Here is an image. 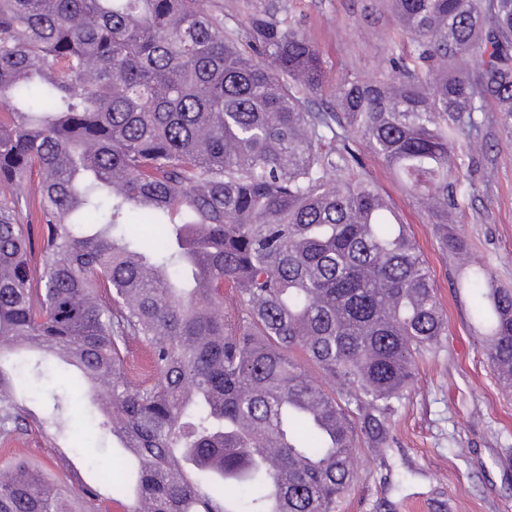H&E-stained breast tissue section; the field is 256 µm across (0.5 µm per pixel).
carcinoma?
Masks as SVG:
<instances>
[{
    "mask_svg": "<svg viewBox=\"0 0 512 512\" xmlns=\"http://www.w3.org/2000/svg\"><path fill=\"white\" fill-rule=\"evenodd\" d=\"M395 49L331 76L294 0H0V437L124 460L126 512H336L382 450L417 359L448 333L414 237L358 139L434 226L512 389V289L453 230L464 148L512 130V0H368ZM336 172L330 181L326 174ZM132 342L155 381H133ZM83 398L41 418L38 365ZM326 381L319 383L309 368ZM99 487L0 470V512H102ZM77 424L82 432V437L79 441L80 445H78V447L81 448L83 455L88 460H93L95 466L101 471H106L112 466L113 475L118 472L121 465L115 455L112 457V452L108 449L111 446L110 443L105 442V444L99 445L100 448H92L96 443V434L87 431L84 428L83 422L78 417Z\"/></svg>",
    "mask_w": 512,
    "mask_h": 512,
    "instance_id": "1",
    "label": "carcinoma"
}]
</instances>
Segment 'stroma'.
<instances>
[{
    "label": "stroma",
    "instance_id": "stroma-1",
    "mask_svg": "<svg viewBox=\"0 0 512 512\" xmlns=\"http://www.w3.org/2000/svg\"><path fill=\"white\" fill-rule=\"evenodd\" d=\"M363 2L296 0V7L331 70L349 66L374 81L388 67L386 21L361 18ZM487 120L486 145L464 158L477 191L464 198L458 228L471 261L512 288V140L498 113ZM352 148L419 243L447 313L448 336L419 363L391 418L393 439L383 455L361 448L360 475L336 512H512V390L490 368L474 297L421 207L361 143ZM20 457L53 480L67 476L39 431L0 442V468Z\"/></svg>",
    "mask_w": 512,
    "mask_h": 512
}]
</instances>
